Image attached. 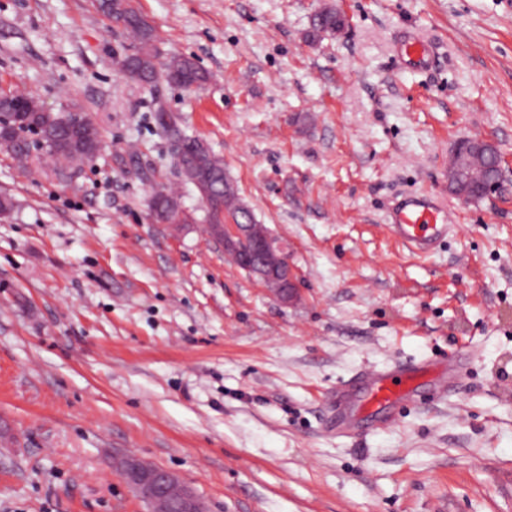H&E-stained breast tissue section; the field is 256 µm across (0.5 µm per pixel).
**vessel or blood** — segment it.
<instances>
[{"label":"vessel or blood","instance_id":"1","mask_svg":"<svg viewBox=\"0 0 512 512\" xmlns=\"http://www.w3.org/2000/svg\"><path fill=\"white\" fill-rule=\"evenodd\" d=\"M396 53L399 63L413 71L429 70L435 63L432 47L409 31L398 39ZM451 222L450 212L436 195L420 193L402 200L391 213L389 227L414 254L425 256L447 237ZM426 371L424 363L397 361L388 371L366 369L337 385L329 398L337 430L387 422L396 407L417 400Z\"/></svg>","mask_w":512,"mask_h":512}]
</instances>
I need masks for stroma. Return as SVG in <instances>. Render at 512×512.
I'll return each mask as SVG.
<instances>
[{
    "instance_id": "35a3bbf8",
    "label": "stroma",
    "mask_w": 512,
    "mask_h": 512,
    "mask_svg": "<svg viewBox=\"0 0 512 512\" xmlns=\"http://www.w3.org/2000/svg\"><path fill=\"white\" fill-rule=\"evenodd\" d=\"M136 3L203 88H142L97 0H0V93L88 113L102 139L65 176L0 153V512H148L125 454L207 512H512V0ZM326 4L348 27L309 44ZM405 30L431 71L396 62ZM159 106L284 245L294 302L211 241ZM463 139L502 156L475 201L448 192ZM162 187L197 219L180 235L148 216ZM424 192L455 218L421 257L387 219ZM399 359L460 360V382L331 430L336 385Z\"/></svg>"
}]
</instances>
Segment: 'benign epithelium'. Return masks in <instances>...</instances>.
I'll list each match as a JSON object with an SVG mask.
<instances>
[{
	"label": "benign epithelium",
	"instance_id": "benign-epithelium-1",
	"mask_svg": "<svg viewBox=\"0 0 512 512\" xmlns=\"http://www.w3.org/2000/svg\"><path fill=\"white\" fill-rule=\"evenodd\" d=\"M500 185V176L485 181H474L469 193L456 196L469 200L495 190ZM211 236L224 248L235 250L238 265L256 278L277 300L292 301L297 295L296 276L284 251L267 227L252 221L237 224L227 221L209 226ZM118 473L125 484L146 503L150 512H205L195 492L173 472L149 464L137 457L124 458Z\"/></svg>",
	"mask_w": 512,
	"mask_h": 512
}]
</instances>
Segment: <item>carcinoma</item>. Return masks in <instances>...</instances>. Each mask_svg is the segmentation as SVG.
Listing matches in <instances>:
<instances>
[{"mask_svg":"<svg viewBox=\"0 0 512 512\" xmlns=\"http://www.w3.org/2000/svg\"><path fill=\"white\" fill-rule=\"evenodd\" d=\"M98 8L132 39L133 51L127 59L136 81L151 84L163 76L167 81L186 88L199 87L208 82L209 74L188 57L173 55L164 63L163 69H158L161 49L155 29L138 9L135 0H98ZM344 26V19L336 9L325 7L313 17L308 41L315 43L324 36L340 34ZM0 100L3 101L0 108V152L9 155L18 165L27 166L31 158V143L26 138L28 134L37 136L38 144L46 148L49 156L62 168L95 157L100 130L91 115L80 114V122L75 127L71 123L72 113L48 112L24 94H3ZM155 121L166 136L179 138L184 143L185 150L181 158L176 160V166L178 173L184 174L182 180L185 183H191L190 173L199 166L210 175L211 194L204 203L201 222L214 224L222 213L251 217L236 189L226 178L224 161L210 150L203 155L195 152L196 141L187 138L177 118L160 106L155 109ZM473 167L478 176H493L495 155L484 152L475 156ZM179 207V196L164 188L153 191L149 199L151 216L158 223L170 220Z\"/></svg>","mask_w":512,"mask_h":512,"instance_id":"1","label":"carcinoma"}]
</instances>
